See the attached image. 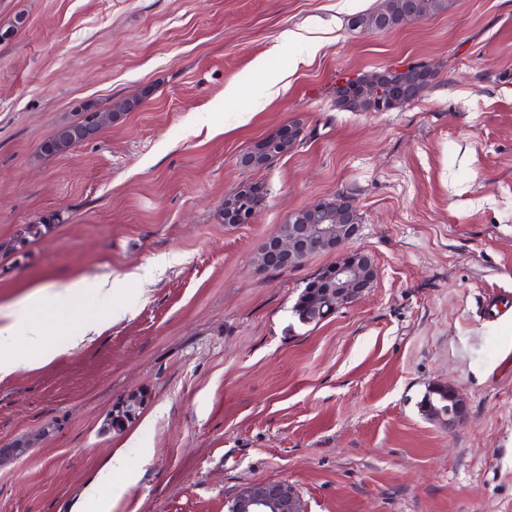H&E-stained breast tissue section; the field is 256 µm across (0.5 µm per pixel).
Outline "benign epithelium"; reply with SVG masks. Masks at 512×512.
I'll use <instances>...</instances> for the list:
<instances>
[{"label":"benign epithelium","instance_id":"benign-epithelium-1","mask_svg":"<svg viewBox=\"0 0 512 512\" xmlns=\"http://www.w3.org/2000/svg\"><path fill=\"white\" fill-rule=\"evenodd\" d=\"M394 78L377 89L378 100L373 112H389L396 98L413 92L420 82L428 83L437 78V71L427 62H410L391 67ZM349 85L343 81L336 86L337 105L348 111H361L358 94L347 92ZM303 137V126L290 121L279 126L272 134V149L286 147L290 150ZM224 208L232 212L233 223L249 224L259 206L255 205L246 188L232 199H224ZM356 207L349 199L332 207L326 200H316L288 215V234L271 235L263 247L261 266L267 270L279 267L283 270L302 264L317 250L338 254L336 262L328 265L318 281L306 291L300 304L305 323L321 322L339 308L353 304L373 287L378 271L369 255L362 251H343L354 240L359 225L354 222ZM143 404L139 396H131L114 406L130 420L137 419ZM467 415L464 397L456 390L448 389V412L428 415L441 428L451 431L462 423ZM230 512H305L304 503L297 489L286 481L249 483L244 486L230 505Z\"/></svg>","mask_w":512,"mask_h":512}]
</instances>
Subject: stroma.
<instances>
[{"label": "stroma", "mask_w": 512, "mask_h": 512, "mask_svg": "<svg viewBox=\"0 0 512 512\" xmlns=\"http://www.w3.org/2000/svg\"><path fill=\"white\" fill-rule=\"evenodd\" d=\"M379 2L0 0V328L35 289L112 279L109 302L49 317L41 364L0 376V512H73L92 482L112 512H228L261 481L307 512H512V0L350 28ZM260 61L287 85L254 113L242 82ZM414 61L438 71L419 98L337 108L338 82ZM133 97L40 153L81 110ZM292 119L297 147L240 164ZM248 183L262 206L225 223ZM337 196L378 278L302 325L297 297L335 254L281 272L258 257L289 213ZM85 312L112 324L75 348ZM436 385L466 400L453 431L419 408ZM133 394L137 420L106 428ZM115 457L138 475L118 497L99 480ZM99 111L88 112V110H85L80 121L60 126L55 133L43 143L41 152L45 155H52L64 153L76 147L77 144L87 138L92 125L90 119Z\"/></svg>", "instance_id": "35a3bbf8"}]
</instances>
